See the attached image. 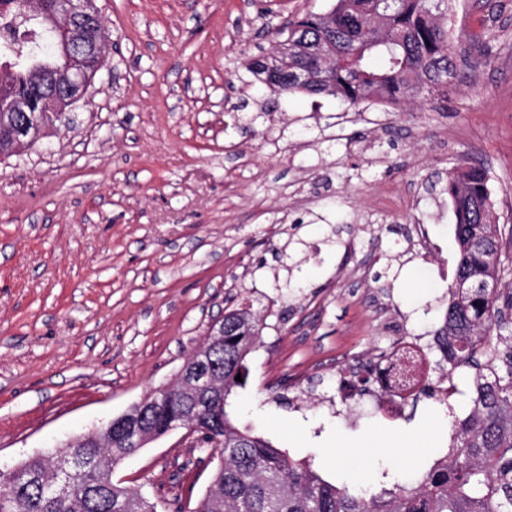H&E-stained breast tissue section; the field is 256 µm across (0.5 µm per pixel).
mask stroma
Masks as SVG:
<instances>
[{
    "instance_id": "obj_1",
    "label": "stroma",
    "mask_w": 512,
    "mask_h": 512,
    "mask_svg": "<svg viewBox=\"0 0 512 512\" xmlns=\"http://www.w3.org/2000/svg\"><path fill=\"white\" fill-rule=\"evenodd\" d=\"M107 64L34 146L0 155V469L47 453L173 384L228 301L276 308L247 357L234 424L323 478L376 486L375 464L410 467L445 442L470 405L469 369L449 406L420 394L391 415L384 399L339 391L340 374L395 340L430 345L437 292L457 262L447 195L426 190L468 156L490 175L512 259V0H454L459 77L437 107H360L288 96L249 64L285 21L330 0H97ZM267 105L262 132L234 129V107ZM307 223L293 229L297 217ZM346 226V248L329 225ZM426 225L428 253L395 225ZM304 294L281 292L286 280ZM209 451L173 434L124 460L114 480L194 512Z\"/></svg>"
}]
</instances>
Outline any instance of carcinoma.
<instances>
[{"instance_id": "1", "label": "carcinoma", "mask_w": 512, "mask_h": 512, "mask_svg": "<svg viewBox=\"0 0 512 512\" xmlns=\"http://www.w3.org/2000/svg\"><path fill=\"white\" fill-rule=\"evenodd\" d=\"M29 2L9 0L15 19L41 28V40L36 50L0 71V84L18 93L31 89L33 71L68 65L65 50H46L50 31L44 19L30 16ZM449 2L396 0L384 12L375 0H334L326 12L304 14L288 27L296 48L288 70L281 71L286 93L330 95L354 107L373 98L392 106L447 98L458 77L448 33ZM295 72H308L310 78L299 83ZM489 181L486 169L464 164L440 188L453 207L458 259L445 291L443 322L427 355L440 354L433 367L450 386L456 370L472 372V407L453 421L450 445L432 461L415 463L410 483L380 467L381 488L370 493L330 482L311 460L296 461L270 440L239 429L232 420L231 396L246 387V358L261 335L262 320L250 306L237 304L227 313L244 327L224 324V347L213 352L224 364L222 403L176 386L170 396H158L146 416L147 427L158 435L177 415L184 416L187 425L196 426V442L216 452L211 488L195 512H512V325L503 321L512 309V293L458 287L460 282H496L508 271L503 264L493 271L486 263L487 253L500 249L499 237L487 228L495 207ZM59 452L91 462L69 477V493L56 498L47 492L56 479V454L35 455L22 461L21 472L9 482H0V512H166L160 498L118 482L104 486L109 464L138 449L111 441L100 430Z\"/></svg>"}]
</instances>
